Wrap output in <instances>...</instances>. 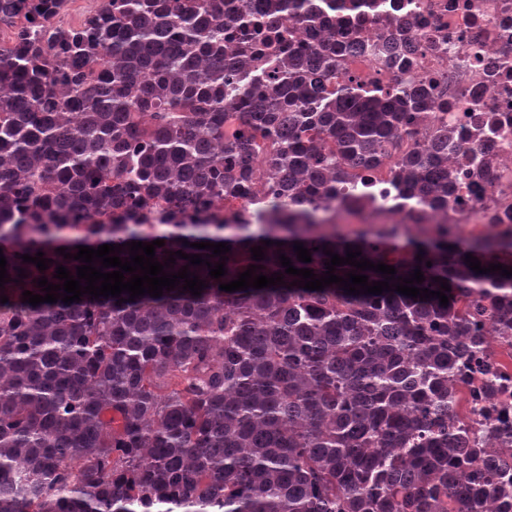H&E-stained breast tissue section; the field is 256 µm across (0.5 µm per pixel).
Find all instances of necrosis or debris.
<instances>
[{"mask_svg": "<svg viewBox=\"0 0 512 512\" xmlns=\"http://www.w3.org/2000/svg\"><path fill=\"white\" fill-rule=\"evenodd\" d=\"M326 28L358 31L367 40L383 32L398 36L407 67H392L385 56L352 53L346 75L390 86L432 84L437 112L461 148L449 153L462 172L460 190L447 211L403 210L386 195L387 169H380L375 193L337 205L332 222L408 225L410 233L447 228L449 236L474 239L512 237V0H379L358 13L327 15ZM468 370L470 389L460 412L474 447H512V339H494Z\"/></svg>", "mask_w": 512, "mask_h": 512, "instance_id": "1", "label": "necrosis or debris"}]
</instances>
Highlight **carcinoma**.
Listing matches in <instances>:
<instances>
[{
  "mask_svg": "<svg viewBox=\"0 0 512 512\" xmlns=\"http://www.w3.org/2000/svg\"><path fill=\"white\" fill-rule=\"evenodd\" d=\"M352 0H106L74 26L65 0H0V512H491L512 500L495 446L459 433L453 372L512 336V276L467 254L512 239L343 234L317 211L372 192L391 160L403 203L448 207V126L430 94L341 78L350 52L320 28ZM239 36L224 37L226 22ZM427 146L390 159L405 135ZM241 199L259 208L221 212ZM161 239L170 253L224 242L225 276L125 302L88 294L33 306L56 252ZM273 244L266 246L264 241ZM311 251L297 260L294 242ZM282 246H277V243ZM263 247L265 259L250 249ZM419 268L448 305L395 290L351 295L291 285L278 253L325 275L328 249ZM52 260L40 271L21 256ZM422 260H417V255ZM432 266H426V262ZM283 284L226 292L249 266ZM26 277L18 278L19 269ZM19 282H14V279Z\"/></svg>",
  "mask_w": 512,
  "mask_h": 512,
  "instance_id": "carcinoma-1",
  "label": "carcinoma"
}]
</instances>
